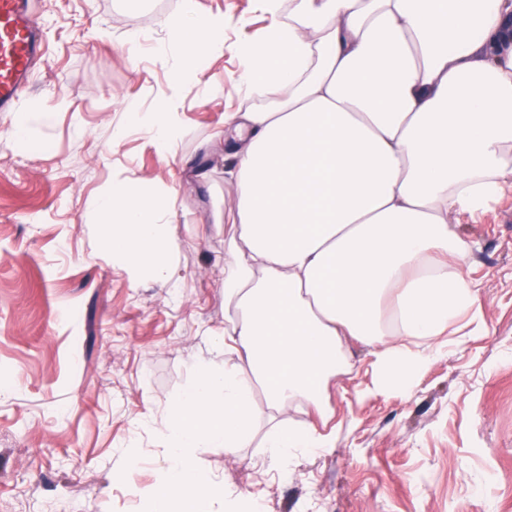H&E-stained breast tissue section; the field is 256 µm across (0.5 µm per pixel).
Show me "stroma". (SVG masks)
<instances>
[{"label": "stroma", "mask_w": 512, "mask_h": 512, "mask_svg": "<svg viewBox=\"0 0 512 512\" xmlns=\"http://www.w3.org/2000/svg\"><path fill=\"white\" fill-rule=\"evenodd\" d=\"M125 0H34L47 42L33 87L0 128V512H145L163 450L153 432L200 358L223 361L234 190L224 114L247 109L238 45L261 40L258 0H193L223 15L224 52L179 74L161 18ZM141 35L136 62L126 41ZM184 134L161 157L143 124L160 107ZM121 142H114L115 130ZM172 201L177 280L131 278L104 246L115 181ZM481 288L480 327L434 360L409 395L373 393L366 348L331 383L333 451L290 478L263 451L203 448L199 465L263 512H512V191L458 225ZM141 456H134V449Z\"/></svg>", "instance_id": "stroma-1"}]
</instances>
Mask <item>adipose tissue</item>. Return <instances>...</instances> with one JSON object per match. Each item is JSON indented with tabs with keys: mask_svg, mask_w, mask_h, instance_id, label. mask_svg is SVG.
I'll return each instance as SVG.
<instances>
[{
	"mask_svg": "<svg viewBox=\"0 0 512 512\" xmlns=\"http://www.w3.org/2000/svg\"><path fill=\"white\" fill-rule=\"evenodd\" d=\"M259 0L270 24L241 46L258 91L224 125L239 240L224 279V361H199L168 405L153 512H207L231 493L196 464L261 443L287 478L336 445L300 420L367 346L374 389L409 393L479 305L455 230L512 189V0ZM167 51L189 66L220 47L223 17L184 5ZM106 249L131 276L168 279L169 207L129 185L99 201Z\"/></svg>",
	"mask_w": 512,
	"mask_h": 512,
	"instance_id": "ef3b65f1",
	"label": "adipose tissue"
}]
</instances>
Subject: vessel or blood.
Returning a JSON list of instances; mask_svg holds the SVG:
<instances>
[{
  "label": "vessel or blood",
  "mask_w": 512,
  "mask_h": 512,
  "mask_svg": "<svg viewBox=\"0 0 512 512\" xmlns=\"http://www.w3.org/2000/svg\"><path fill=\"white\" fill-rule=\"evenodd\" d=\"M44 44L29 0H0V112L13 111L28 90Z\"/></svg>",
  "instance_id": "b4317fda"
}]
</instances>
